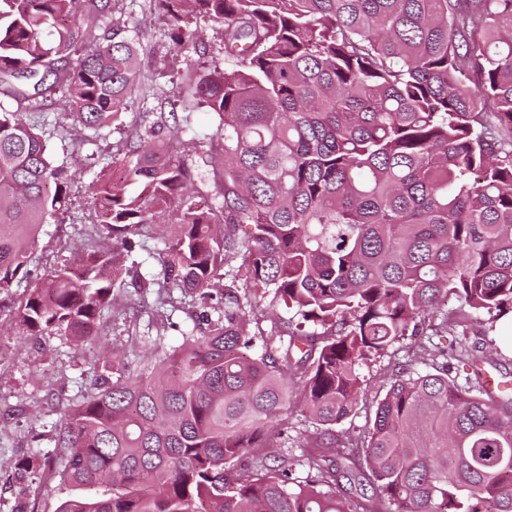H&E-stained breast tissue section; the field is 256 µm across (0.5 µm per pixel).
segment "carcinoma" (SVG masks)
Wrapping results in <instances>:
<instances>
[{"mask_svg":"<svg viewBox=\"0 0 512 512\" xmlns=\"http://www.w3.org/2000/svg\"><path fill=\"white\" fill-rule=\"evenodd\" d=\"M149 7L174 63L203 43L198 20L222 29L232 69L185 89L219 118L222 204L187 192L192 130L128 137L121 173L92 181L95 224L33 280L70 192L41 102L63 101L76 147L144 75L135 38L91 24L104 0H0V292L20 333L82 348L121 289L154 290L159 329L189 297L215 302L199 334L112 357L62 403L61 482L93 493L57 512H512V393L487 388L475 348L419 343L369 402L361 373L407 336L512 313V0ZM139 251L158 262L148 278ZM450 295L455 317L438 310ZM259 298L290 317L264 330ZM454 361L473 371L462 384ZM298 406L322 430L297 458L264 452ZM362 412L360 432L335 430Z\"/></svg>","mask_w":512,"mask_h":512,"instance_id":"obj_1","label":"carcinoma"}]
</instances>
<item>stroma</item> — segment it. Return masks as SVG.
Segmentation results:
<instances>
[{
    "label": "stroma",
    "mask_w": 512,
    "mask_h": 512,
    "mask_svg": "<svg viewBox=\"0 0 512 512\" xmlns=\"http://www.w3.org/2000/svg\"><path fill=\"white\" fill-rule=\"evenodd\" d=\"M112 25L128 31L140 44L142 70L148 81L130 101L116 125L101 132L81 148H73L64 132L56 130L60 102L46 106L43 112L47 149L56 158L69 154L78 157L71 167L70 217L64 223L44 224L36 247L34 274H43L44 257L52 256L58 239L78 240L81 225L95 215L89 184L110 164L116 141L144 133L160 124L159 136L169 139L193 129L200 137L190 149L188 161L195 170L193 189L211 202L220 197L214 185L215 163L209 140L215 135L219 118L206 108L195 106L180 96L191 71L225 67L222 36L218 26L203 22L204 44L192 54L187 65L166 67L172 42L161 23L150 13L148 0H113ZM154 295L129 296L124 303L125 316L104 312V334L84 348H76L60 333L20 338L11 305L0 301V414L15 412L8 428L0 430V512H56L61 499L70 493L62 485L58 470L65 449L54 447L52 437L60 418L58 402L72 397L80 388L89 387L101 366L103 351L111 350L128 359H137L139 350L132 337L157 336L154 327ZM461 341L479 350L484 369L503 380L512 381V319L492 322L488 318L467 323ZM41 463V471L19 477L16 463L22 458Z\"/></svg>",
    "instance_id": "1"
}]
</instances>
